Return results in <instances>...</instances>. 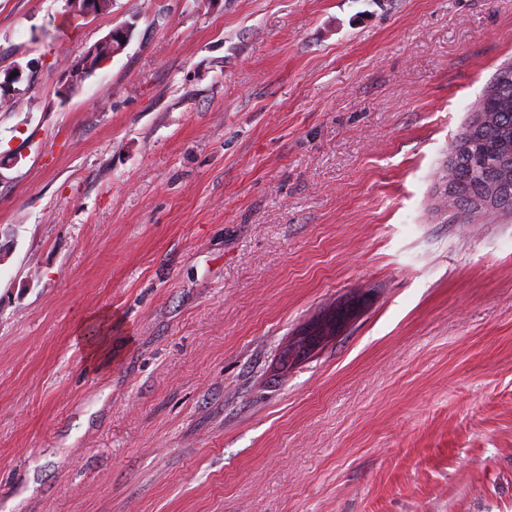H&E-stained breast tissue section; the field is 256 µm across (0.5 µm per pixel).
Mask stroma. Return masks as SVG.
Here are the masks:
<instances>
[{
	"instance_id": "obj_1",
	"label": "stroma",
	"mask_w": 512,
	"mask_h": 512,
	"mask_svg": "<svg viewBox=\"0 0 512 512\" xmlns=\"http://www.w3.org/2000/svg\"><path fill=\"white\" fill-rule=\"evenodd\" d=\"M17 62L0 512H512V217L432 209L512 0H0ZM69 12L89 18L107 13L112 6V0H67ZM132 32L129 23L113 27L107 35L89 48L82 56L71 62L60 79L61 97L69 96L76 87L95 71L108 65L112 58L127 46ZM109 322L110 319L107 316H99L78 327L74 337L76 341L82 345L83 349L90 357H95L98 351L96 340L90 336V329L95 326L100 327L101 331H104V326ZM304 336L307 338L301 340L297 347L293 349H286L282 351L279 357V369L288 370V367L297 362L298 360L311 355L321 344L320 336H325L319 328L309 327Z\"/></svg>"
}]
</instances>
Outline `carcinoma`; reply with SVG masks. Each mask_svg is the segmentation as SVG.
<instances>
[{
	"mask_svg": "<svg viewBox=\"0 0 512 512\" xmlns=\"http://www.w3.org/2000/svg\"><path fill=\"white\" fill-rule=\"evenodd\" d=\"M436 212L468 219L473 214L512 213V67L498 70L492 85L475 107L462 134L451 143L440 168ZM322 331L310 327L297 347L285 349L279 369L311 355Z\"/></svg>",
	"mask_w": 512,
	"mask_h": 512,
	"instance_id": "obj_1",
	"label": "carcinoma"
}]
</instances>
